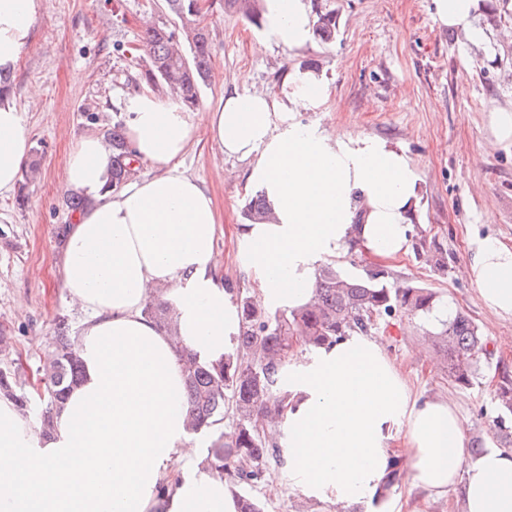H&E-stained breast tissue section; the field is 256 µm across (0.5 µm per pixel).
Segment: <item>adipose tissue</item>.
Here are the masks:
<instances>
[{"label":"adipose tissue","instance_id":"ef3b65f1","mask_svg":"<svg viewBox=\"0 0 512 512\" xmlns=\"http://www.w3.org/2000/svg\"><path fill=\"white\" fill-rule=\"evenodd\" d=\"M46 7L47 0H0L1 78L14 75ZM431 8L439 26L484 41L483 0H432ZM263 18L269 40L291 51L312 46L309 0H264ZM327 96L322 75L298 68L277 92L228 90L206 109L215 157L246 163L248 183L272 215L242 234L260 307L308 303L320 263L353 243L387 259L409 247L418 167L383 138L299 119ZM127 110L130 145L157 172L112 191L101 137L86 134L70 152L68 187L91 200L62 249V286L87 315L77 338L83 377L48 438L0 399V512H237L223 479L204 471L173 477V461L195 457L184 376L169 336L142 313L150 291L163 289L182 342L207 359L239 332L215 258L213 199L178 165L195 124L149 90ZM29 148L21 110L2 91L0 194L18 181ZM464 272L482 303L511 320L512 247L470 238ZM284 385L288 482L308 497L338 512L356 503L401 512L386 485L400 435L411 486L433 496L458 488L462 512H512V450L470 456L457 406L416 398L379 341L347 336L313 350L289 365ZM168 483L173 494H161Z\"/></svg>","mask_w":512,"mask_h":512}]
</instances>
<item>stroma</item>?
<instances>
[{"label": "stroma", "mask_w": 512, "mask_h": 512, "mask_svg": "<svg viewBox=\"0 0 512 512\" xmlns=\"http://www.w3.org/2000/svg\"><path fill=\"white\" fill-rule=\"evenodd\" d=\"M206 23L213 53L203 86V103H216L224 87L275 91L296 68L323 73L329 97L320 111L302 113L340 133L374 135L403 147L421 173L413 225L446 252L448 268L438 271L416 248L395 259L352 249L339 260L346 274L383 269L391 283L432 289L467 314L493 355L478 384L461 389L448 381L438 359L429 358L417 320L398 315L379 320L374 338L422 397L451 399L469 422L467 442L497 447L495 398L501 374L512 375V320L498 318L478 297L463 272L471 235L493 236L512 246V145L492 147L486 116L512 106V0H484L486 36L474 46L439 27L431 0H311L313 14H333L331 40L315 39L296 53L272 44L259 47L262 27L223 0H209ZM171 26L165 0H47L34 24L11 81L30 137L37 179L19 178L0 196V331L11 336L10 358L21 361L26 387L42 366L59 316L73 329L85 318L62 288L60 225L70 223L67 158L87 132L128 122L126 103L138 93L140 60L132 51L145 22ZM181 167L200 178L218 215L216 254L224 279L245 295L258 287L238 255V228L254 191L246 165L213 157L202 111ZM267 485L244 487L265 512H336L335 504L305 496L288 483L287 471ZM402 512H462L456 492L433 498L401 481Z\"/></svg>", "instance_id": "obj_1"}]
</instances>
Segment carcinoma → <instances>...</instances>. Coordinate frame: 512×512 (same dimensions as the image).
<instances>
[{
    "instance_id": "1",
    "label": "carcinoma",
    "mask_w": 512,
    "mask_h": 512,
    "mask_svg": "<svg viewBox=\"0 0 512 512\" xmlns=\"http://www.w3.org/2000/svg\"><path fill=\"white\" fill-rule=\"evenodd\" d=\"M258 0H224L254 24H260ZM178 21V29L153 26L144 32L145 47L140 80L154 91L170 94L190 110L200 105L201 88L211 70L212 52L206 11L197 7L198 0H166ZM336 19L322 14L315 22L318 36L330 40L335 34ZM112 149V181L116 190L138 170L122 124L107 128L103 134ZM267 215L264 200L251 199L244 212L249 221ZM382 270L350 278L332 263L318 269L317 288L311 303L300 308L262 310L248 297L235 293L241 314L239 334L233 347L219 359L205 361L173 339L181 362L188 402V433L208 434L206 468L232 488L238 512H263L261 504L235 491L241 485L256 486L269 480L284 465L276 437L269 432L270 423L288 408V391L283 376L299 354L336 343L352 334H368L374 329L372 318L403 313L427 320L437 304V292L416 285L391 288ZM143 314L165 332L173 331L174 308L153 290L143 307ZM429 347L437 350L446 364L448 380L460 388L473 385L480 373L481 361L492 355L479 327L467 315L457 312L428 333ZM82 378V364L77 339L70 335L67 318L58 322L57 334L49 351L43 384L45 411L40 418V434L55 431V419L63 409L68 393ZM0 397L12 401L28 412L31 398L18 389L17 371L0 367ZM501 413L496 428L500 446L512 445V431L507 420L512 416V377L503 373L497 391ZM230 414L235 428L220 432L216 426Z\"/></svg>"
}]
</instances>
